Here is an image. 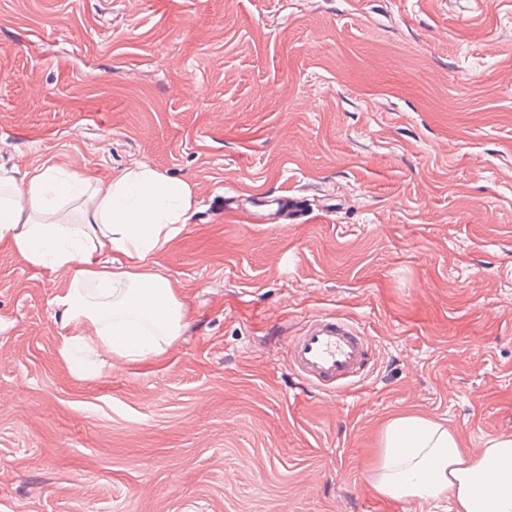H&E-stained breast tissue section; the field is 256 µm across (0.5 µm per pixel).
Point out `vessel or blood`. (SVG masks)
<instances>
[{"label": "vessel or blood", "mask_w": 512, "mask_h": 512, "mask_svg": "<svg viewBox=\"0 0 512 512\" xmlns=\"http://www.w3.org/2000/svg\"><path fill=\"white\" fill-rule=\"evenodd\" d=\"M370 345L357 322L334 315H316L288 346L295 372L309 383L341 392L366 371Z\"/></svg>", "instance_id": "obj_1"}]
</instances>
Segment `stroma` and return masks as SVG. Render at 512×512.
Returning a JSON list of instances; mask_svg holds the SVG:
<instances>
[{"instance_id":"1","label":"stroma","mask_w":512,"mask_h":512,"mask_svg":"<svg viewBox=\"0 0 512 512\" xmlns=\"http://www.w3.org/2000/svg\"><path fill=\"white\" fill-rule=\"evenodd\" d=\"M290 2L0 0V167L196 193L157 361L74 372L64 281L0 249V512H450L375 491L389 420L512 437V0ZM317 314L372 349L334 396ZM371 351L357 322L339 315H315L288 345L295 372L309 383L341 392L366 371Z\"/></svg>"}]
</instances>
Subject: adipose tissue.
<instances>
[{"label": "adipose tissue", "mask_w": 512, "mask_h": 512, "mask_svg": "<svg viewBox=\"0 0 512 512\" xmlns=\"http://www.w3.org/2000/svg\"><path fill=\"white\" fill-rule=\"evenodd\" d=\"M194 199L190 184L144 163L105 184L52 166L22 181L0 172V247L66 280L56 304L71 330L61 353L74 371L95 373L75 360L78 349L129 363L172 347L183 311L151 259L183 231ZM106 249L113 259L104 265L98 255ZM373 487L397 501L446 495L453 512H512V437L489 439L467 454L448 427L418 415L395 417L385 429Z\"/></svg>", "instance_id": "1"}]
</instances>
